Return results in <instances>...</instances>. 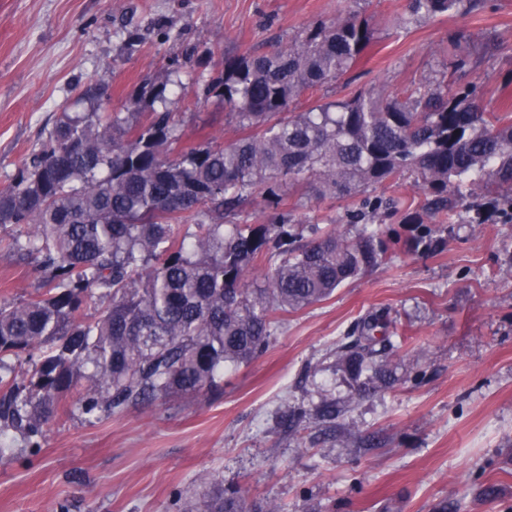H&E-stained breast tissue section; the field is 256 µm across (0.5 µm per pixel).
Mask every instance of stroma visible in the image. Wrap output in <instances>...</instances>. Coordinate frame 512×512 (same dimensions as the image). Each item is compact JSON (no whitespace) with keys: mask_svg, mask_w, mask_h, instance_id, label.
Wrapping results in <instances>:
<instances>
[{"mask_svg":"<svg viewBox=\"0 0 512 512\" xmlns=\"http://www.w3.org/2000/svg\"><path fill=\"white\" fill-rule=\"evenodd\" d=\"M482 2L400 30L408 0H0V189L60 113L83 111L82 86L103 80L106 111L126 112L132 91L174 58L182 84L167 107L185 144L234 140L222 103L197 106L202 68L187 48L209 51L211 73L352 11L371 17V48L300 108L444 79L475 86L486 111H511L512 0ZM455 30L470 35L461 71L442 51ZM367 193L398 201L384 228L417 235L403 221L424 200L411 178ZM287 203L308 228L345 210L297 192ZM474 214L462 209L436 249L391 253L328 299L282 314L267 351L227 371L217 396L96 419L75 409L46 425L37 448L10 435L0 512H185L231 484L282 512H512V223L494 207L481 223ZM45 280L34 260L0 250V303L35 295ZM376 311L389 312L408 341L390 355L398 383L360 399L334 351ZM324 397L342 410L335 430L311 416L280 425L287 407L311 412Z\"/></svg>","mask_w":512,"mask_h":512,"instance_id":"1","label":"stroma"}]
</instances>
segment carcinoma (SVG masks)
<instances>
[{
  "label": "carcinoma",
  "instance_id": "obj_1",
  "mask_svg": "<svg viewBox=\"0 0 512 512\" xmlns=\"http://www.w3.org/2000/svg\"><path fill=\"white\" fill-rule=\"evenodd\" d=\"M480 7L408 0L399 24ZM372 42L370 20L350 13L287 49L228 57L218 75L199 74V103L223 101L240 132L227 145H183L166 107L175 69L131 96L133 107L160 103L153 112L104 111L101 81L80 90L86 110L62 113L0 190V231L9 232L0 246L35 256L50 273L36 295L0 304V458L10 451L6 433L37 446L47 423L74 404L92 417L220 391L224 367L268 349L277 314L325 300L382 264L392 246L438 245L431 225L455 223L468 196L493 200L512 222V115L484 111L471 90L381 86L292 111L354 68ZM406 173L425 195L408 219L421 225L419 235L350 236L345 225L372 224L395 205L364 189ZM297 188L348 202L305 245L304 227L283 209ZM258 199L273 209L267 222L224 223ZM91 303L101 305L93 320L85 315ZM396 338L381 314L337 344L358 396L395 381L387 351ZM189 512L281 510L226 488L196 497Z\"/></svg>",
  "mask_w": 512,
  "mask_h": 512
}]
</instances>
